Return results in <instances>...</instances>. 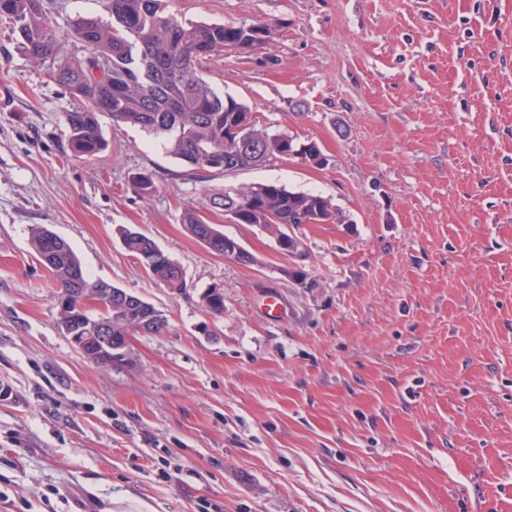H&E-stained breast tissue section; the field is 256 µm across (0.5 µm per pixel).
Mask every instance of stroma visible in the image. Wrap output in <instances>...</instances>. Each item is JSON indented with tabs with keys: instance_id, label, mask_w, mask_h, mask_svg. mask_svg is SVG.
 <instances>
[{
	"instance_id": "35a3bbf8",
	"label": "stroma",
	"mask_w": 512,
	"mask_h": 512,
	"mask_svg": "<svg viewBox=\"0 0 512 512\" xmlns=\"http://www.w3.org/2000/svg\"><path fill=\"white\" fill-rule=\"evenodd\" d=\"M182 21L268 25L203 64L260 124L328 162L196 173L101 116L67 149L64 96L0 19V512H512V0H166ZM150 174L141 196L133 182ZM278 182L329 198L305 257L209 213L256 259L181 222L205 192ZM166 317L130 366L58 324L33 228ZM140 232L187 288L124 246ZM224 287V312L201 296ZM276 292L280 318L262 310ZM120 234L128 251L136 256L138 261L156 280L177 293L187 287L185 274L183 275L180 272L182 268L170 259L175 266L172 267L159 263L153 265L152 270L149 269L148 264L155 260V251L158 250V246L152 239L138 232L131 233L129 230H121Z\"/></svg>"
}]
</instances>
